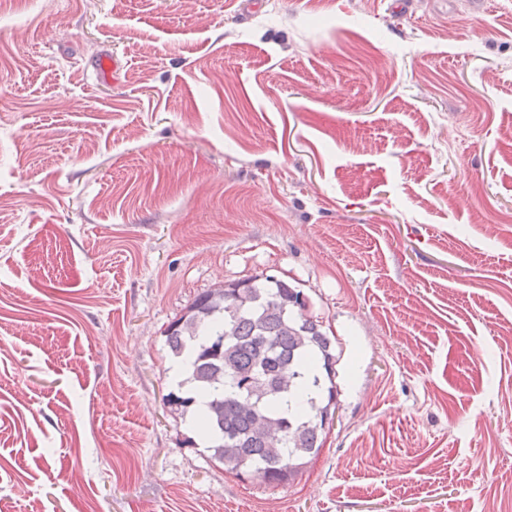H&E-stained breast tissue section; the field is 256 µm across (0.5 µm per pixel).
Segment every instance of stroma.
<instances>
[{"label":"stroma","mask_w":512,"mask_h":512,"mask_svg":"<svg viewBox=\"0 0 512 512\" xmlns=\"http://www.w3.org/2000/svg\"><path fill=\"white\" fill-rule=\"evenodd\" d=\"M0 209V512L512 500V0H0ZM262 275L338 356L278 486L163 401L165 326Z\"/></svg>","instance_id":"obj_1"}]
</instances>
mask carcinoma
<instances>
[{"label":"carcinoma","mask_w":512,"mask_h":512,"mask_svg":"<svg viewBox=\"0 0 512 512\" xmlns=\"http://www.w3.org/2000/svg\"><path fill=\"white\" fill-rule=\"evenodd\" d=\"M298 286L252 277L198 294L164 329L187 378L164 398L224 472L294 480L322 447L338 395L335 342Z\"/></svg>","instance_id":"obj_1"}]
</instances>
